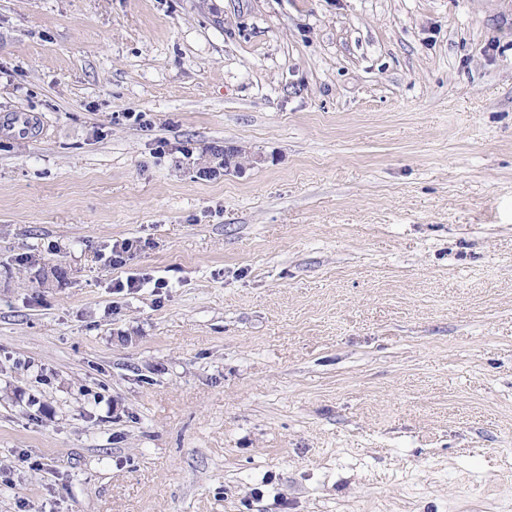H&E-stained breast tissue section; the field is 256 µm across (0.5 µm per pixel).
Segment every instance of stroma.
<instances>
[{"label":"stroma","mask_w":512,"mask_h":512,"mask_svg":"<svg viewBox=\"0 0 512 512\" xmlns=\"http://www.w3.org/2000/svg\"><path fill=\"white\" fill-rule=\"evenodd\" d=\"M1 115L0 512H512V0H0ZM260 159L249 157L245 151L237 147H224V152L214 150L208 156H202L198 162L199 169L205 174H214L224 169V172L232 170L241 171L245 164L254 165Z\"/></svg>","instance_id":"stroma-1"}]
</instances>
